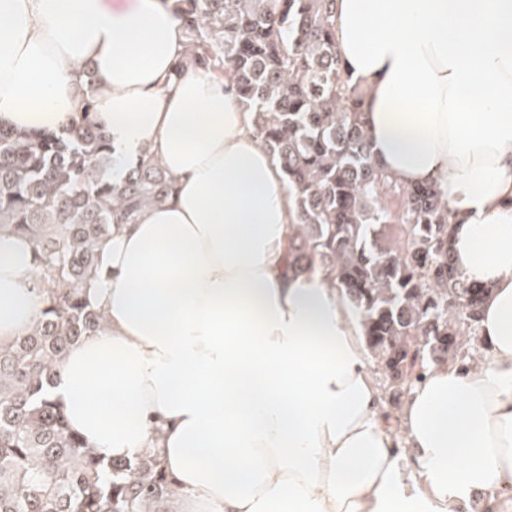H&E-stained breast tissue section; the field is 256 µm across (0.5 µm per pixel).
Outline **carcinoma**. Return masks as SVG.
I'll return each mask as SVG.
<instances>
[{
	"instance_id": "carcinoma-1",
	"label": "carcinoma",
	"mask_w": 512,
	"mask_h": 512,
	"mask_svg": "<svg viewBox=\"0 0 512 512\" xmlns=\"http://www.w3.org/2000/svg\"><path fill=\"white\" fill-rule=\"evenodd\" d=\"M335 2L173 0L185 30L176 71L231 76L283 172L291 268L316 266L343 291L376 373L409 389L432 364L475 361L488 289L458 273L451 211L434 187L398 185L378 166L363 92L333 40ZM83 77L85 115L65 132L0 126V229L31 240L43 303L31 331L0 347V512H172L177 489L155 455H100L50 397L68 346L103 320L81 293L99 242L174 190L148 151L110 174L100 87L92 68Z\"/></svg>"
}]
</instances>
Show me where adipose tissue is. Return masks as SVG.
<instances>
[{
    "label": "adipose tissue",
    "mask_w": 512,
    "mask_h": 512,
    "mask_svg": "<svg viewBox=\"0 0 512 512\" xmlns=\"http://www.w3.org/2000/svg\"><path fill=\"white\" fill-rule=\"evenodd\" d=\"M334 17L379 163L435 186L461 275L488 288L478 361L430 367L397 434L341 290L288 266L282 174L230 80L172 78L167 0H0V126L80 121L90 65L118 162L148 150L175 178L100 242L82 293L102 328L68 348L53 398L106 458L152 451L178 512H448L512 493V0H336ZM40 308L32 244L1 230L0 347Z\"/></svg>",
    "instance_id": "obj_1"
}]
</instances>
